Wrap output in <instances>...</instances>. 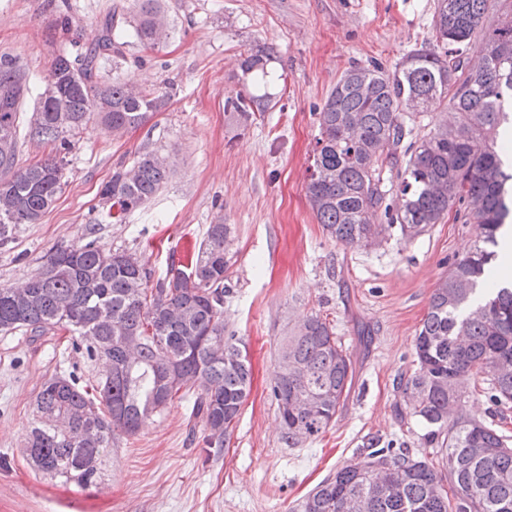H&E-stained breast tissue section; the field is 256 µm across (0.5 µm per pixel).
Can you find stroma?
<instances>
[{"mask_svg": "<svg viewBox=\"0 0 512 512\" xmlns=\"http://www.w3.org/2000/svg\"><path fill=\"white\" fill-rule=\"evenodd\" d=\"M437 0H163L170 39L155 51L126 46L104 77L173 86L165 111L117 137L94 121L72 136L66 183L39 223L0 244V285L41 272L47 256L94 229L101 244L141 255L155 275L183 264L212 224L232 228L233 295L224 320L247 344L252 387L226 448L204 443L188 403L173 402L104 460L88 485L35 472L23 456L34 402L55 375L92 381L99 363L64 348L61 333L0 334V512H292L371 439L424 453L422 424L398 419L400 378L413 372L414 340L449 265L473 247L477 224L447 219L411 242L391 235L364 249L324 232L307 197L319 136L316 113L351 65L394 70L435 42ZM134 0H0V54L31 76L20 114L19 166L44 157L27 135L53 58L85 42ZM264 51L271 81L266 111L242 119L227 99L249 90L245 56ZM167 156L173 173L145 207L108 217L99 190L138 152ZM334 326L354 368L335 421L296 448L281 439L270 384L283 336L306 315Z\"/></svg>", "mask_w": 512, "mask_h": 512, "instance_id": "obj_1", "label": "stroma"}]
</instances>
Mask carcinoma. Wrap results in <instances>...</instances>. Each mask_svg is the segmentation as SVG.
<instances>
[{"mask_svg": "<svg viewBox=\"0 0 512 512\" xmlns=\"http://www.w3.org/2000/svg\"><path fill=\"white\" fill-rule=\"evenodd\" d=\"M138 13L118 28L101 20L85 47L56 55L51 73L76 75L63 97L69 124H56V106L29 124L28 135L51 145L50 154L16 167L17 116L28 74L0 54V87L11 86L9 111L0 110V138L15 149L0 156V242L21 224H34L52 207L64 185L69 136L91 116L118 135L145 125L171 99L167 89L137 87L101 75V63L138 43L161 45L156 22L161 0H136ZM488 0H437L435 45L407 54L394 71L354 64L337 81L319 112V137L307 186L311 209L327 234L349 246H371L395 229L410 242L450 213L479 225L473 249L455 260L431 295L415 337V369L400 381L401 417L419 420L424 445L441 455L438 469L424 455L398 448L364 454L321 481L295 512H512V437L464 410L461 376L489 371L488 399L512 403V284L493 278L500 230L512 215L506 147L499 137L512 123V17L485 24ZM480 42L479 60L466 53ZM269 55L244 57L240 67L260 81L269 77ZM267 95L249 91L228 101L247 116L265 108ZM451 108L428 134L411 140L410 122ZM157 152L137 154L133 165L112 174L100 189L121 218L149 202L170 168ZM47 257L42 271L19 287L0 286V333L41 335L65 331L72 347L91 361H106L96 384L74 375L48 380L36 397V423L25 448L35 469L54 478L92 484L116 436L136 434L178 396L191 404L210 448L229 443L251 391V364L241 337L224 324L232 294L227 257L229 227L209 225L198 254L165 277L125 249L93 238ZM271 392L283 441L296 448L333 422L350 390V355L329 322L310 315L284 337ZM308 394V408L293 409V392Z\"/></svg>", "mask_w": 512, "mask_h": 512, "instance_id": "carcinoma-1", "label": "carcinoma"}]
</instances>
